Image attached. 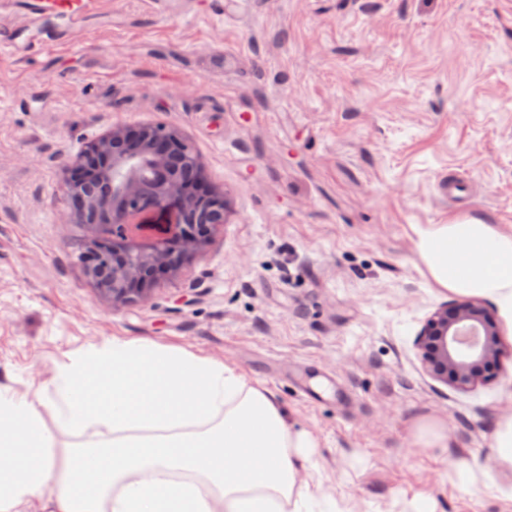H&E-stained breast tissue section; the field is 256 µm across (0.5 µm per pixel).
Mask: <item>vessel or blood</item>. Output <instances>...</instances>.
I'll use <instances>...</instances> for the list:
<instances>
[{"label":"vessel or blood","mask_w":512,"mask_h":512,"mask_svg":"<svg viewBox=\"0 0 512 512\" xmlns=\"http://www.w3.org/2000/svg\"><path fill=\"white\" fill-rule=\"evenodd\" d=\"M111 12L112 0H0V56L24 60L75 43L94 18Z\"/></svg>","instance_id":"b4317fda"}]
</instances>
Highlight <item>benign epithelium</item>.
<instances>
[{"label": "benign epithelium", "instance_id": "benign-epithelium-1", "mask_svg": "<svg viewBox=\"0 0 512 512\" xmlns=\"http://www.w3.org/2000/svg\"><path fill=\"white\" fill-rule=\"evenodd\" d=\"M173 154L199 171L196 154L177 133L153 125L131 136L116 129L86 148L81 165L89 178L66 188L80 200L77 220L89 226L97 245L87 271L95 278L97 268L109 266L111 283L102 291L114 304L147 298L156 268L171 269L174 254L185 256L198 248L211 226L197 223L194 214L207 210L214 223H224V197L186 188L171 174L168 158ZM144 212L173 214L176 222L163 225L160 237H143L132 219ZM415 343L432 374L457 388L474 384L480 365L494 363L500 351L498 330L475 300L443 305L427 319Z\"/></svg>", "mask_w": 512, "mask_h": 512}]
</instances>
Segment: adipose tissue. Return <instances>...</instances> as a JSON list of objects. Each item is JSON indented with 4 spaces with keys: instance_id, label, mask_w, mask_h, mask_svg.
<instances>
[{
    "instance_id": "obj_1",
    "label": "adipose tissue",
    "mask_w": 512,
    "mask_h": 512,
    "mask_svg": "<svg viewBox=\"0 0 512 512\" xmlns=\"http://www.w3.org/2000/svg\"><path fill=\"white\" fill-rule=\"evenodd\" d=\"M413 234L438 287L512 319V233L466 218ZM61 432L85 441L58 448ZM317 445L235 366L115 339L73 354L50 390L0 388V512H313L298 475Z\"/></svg>"
}]
</instances>
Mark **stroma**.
<instances>
[{
  "label": "stroma",
  "mask_w": 512,
  "mask_h": 512,
  "mask_svg": "<svg viewBox=\"0 0 512 512\" xmlns=\"http://www.w3.org/2000/svg\"><path fill=\"white\" fill-rule=\"evenodd\" d=\"M77 46L0 58V386L47 389L92 344L140 339L236 366L319 446L300 473L315 512H512L495 433L512 418V322L461 390L414 338L456 296L417 224L512 232V0H113ZM161 125L198 156L225 218L152 285L113 305L65 192L113 129ZM469 201L450 202L449 174ZM334 381L321 403L298 379ZM437 424L445 441L418 439ZM480 472L476 483L458 470Z\"/></svg>",
  "instance_id": "stroma-1"
}]
</instances>
